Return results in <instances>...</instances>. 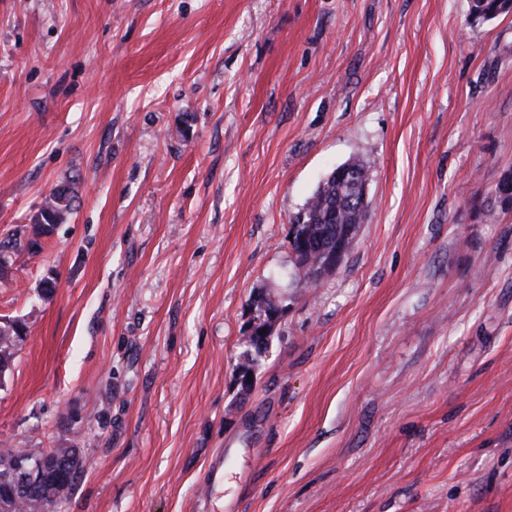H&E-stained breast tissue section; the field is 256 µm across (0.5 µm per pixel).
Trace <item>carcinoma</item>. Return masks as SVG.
<instances>
[{
	"instance_id": "cac0c4a2",
	"label": "carcinoma",
	"mask_w": 512,
	"mask_h": 512,
	"mask_svg": "<svg viewBox=\"0 0 512 512\" xmlns=\"http://www.w3.org/2000/svg\"><path fill=\"white\" fill-rule=\"evenodd\" d=\"M506 5L500 0H471V12L483 19H492L505 13ZM349 186L327 180L319 185L295 216L298 226L295 245L298 265L306 268L309 260L325 259L336 243L350 232V227L364 221L362 214L349 208ZM78 199L76 182L61 181L44 199L40 209L32 218L37 232L33 236L17 234L8 241H0V281L7 280L10 265L22 253L37 255L43 250L39 240L40 231L62 224L75 210ZM26 327L19 321L6 320L0 323V374L6 372L15 351L25 334ZM29 453L52 460L58 456L66 458L62 469L46 468L43 476V498H60L73 489L84 472L85 457L74 445L62 441L55 448H37ZM37 501L30 498L3 499L0 497V512H36Z\"/></svg>"
}]
</instances>
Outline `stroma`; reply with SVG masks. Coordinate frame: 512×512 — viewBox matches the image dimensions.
I'll use <instances>...</instances> for the list:
<instances>
[{
  "instance_id": "1",
  "label": "stroma",
  "mask_w": 512,
  "mask_h": 512,
  "mask_svg": "<svg viewBox=\"0 0 512 512\" xmlns=\"http://www.w3.org/2000/svg\"><path fill=\"white\" fill-rule=\"evenodd\" d=\"M369 167L319 285L291 220ZM512 13L469 0H0V445L52 512H512ZM288 309L240 397L251 300ZM223 480H216V470ZM76 182L73 180L61 181L44 199L40 209L32 218V224L37 230L32 237H27L25 232L16 234L8 241H0V281H6L9 267L14 264L13 258L22 253L37 255L43 250L39 240L40 231L56 224H62L75 210L78 199ZM25 330V325L19 321L0 323V377L9 369ZM68 440L62 441L55 448L19 449L0 448V512H45L57 502L50 500L43 502L44 511H36L38 503L30 498L3 499L2 479L7 477L11 466V485L15 494L32 495L39 491L41 486V461L17 454L12 462L13 456L18 451H27L35 456L53 460L58 456L65 457L67 465L62 469L47 467L43 476V498H60L67 495L73 489L76 481L84 472L85 457L81 450L74 445H67Z\"/></svg>"
}]
</instances>
